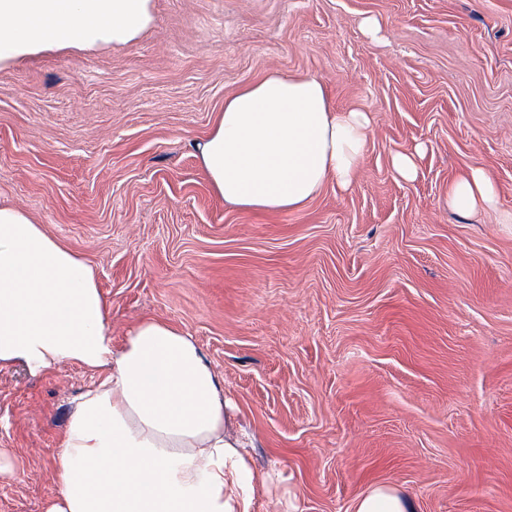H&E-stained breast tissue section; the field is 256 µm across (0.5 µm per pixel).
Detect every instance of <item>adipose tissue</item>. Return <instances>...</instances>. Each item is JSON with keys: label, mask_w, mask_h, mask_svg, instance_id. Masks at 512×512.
Returning a JSON list of instances; mask_svg holds the SVG:
<instances>
[{"label": "adipose tissue", "mask_w": 512, "mask_h": 512, "mask_svg": "<svg viewBox=\"0 0 512 512\" xmlns=\"http://www.w3.org/2000/svg\"><path fill=\"white\" fill-rule=\"evenodd\" d=\"M150 0H0V64L49 47L133 40ZM365 112L336 110L322 81L272 71L227 96L200 159L225 204L288 212L361 166ZM479 166L448 188L466 213L494 199ZM42 372L76 362L98 377L62 438L58 492L45 512H250L252 471L224 435V388L192 336L138 323L113 343L93 268L21 208L0 205V365ZM352 512H417L375 485Z\"/></svg>", "instance_id": "1"}]
</instances>
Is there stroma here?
<instances>
[{"mask_svg":"<svg viewBox=\"0 0 512 512\" xmlns=\"http://www.w3.org/2000/svg\"><path fill=\"white\" fill-rule=\"evenodd\" d=\"M150 10L127 44L0 66V203L93 267L114 342L146 319L194 337L245 439L251 512H351L377 484L420 512H512V0ZM274 69L321 78L371 132L348 188L241 211L197 146ZM474 165L496 201L461 214L448 187ZM92 379L0 367V512H45Z\"/></svg>","mask_w":512,"mask_h":512,"instance_id":"35a3bbf8","label":"stroma"}]
</instances>
